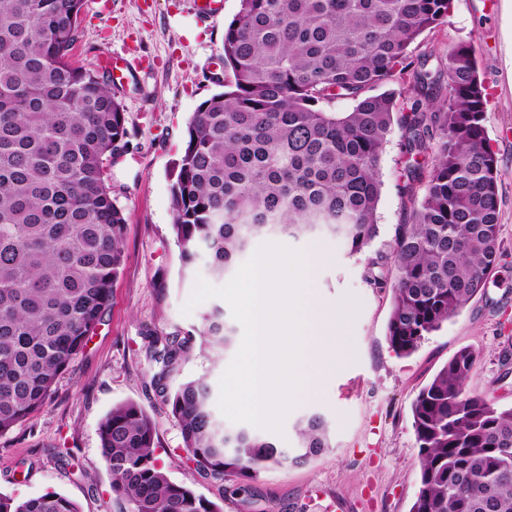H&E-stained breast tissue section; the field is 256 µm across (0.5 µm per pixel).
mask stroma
<instances>
[{"mask_svg":"<svg viewBox=\"0 0 512 512\" xmlns=\"http://www.w3.org/2000/svg\"><path fill=\"white\" fill-rule=\"evenodd\" d=\"M239 8L240 0H224L218 19L204 24L188 0H86L72 63L94 70L99 57L110 53L142 63L120 94L132 147L112 162V183L127 219L124 264L103 323L53 395L32 420L0 436L2 494L25 500L52 488L83 512H128L112 492L98 428L113 405L134 401L157 424L155 457L169 478L224 512H409L420 476L410 406L448 358L465 347L475 351L466 391L512 407V373L504 367L505 357H512V0H453L446 22L423 32L409 54L429 56L435 67L462 44L478 62L488 93L487 140L498 159L502 251L485 289L417 351L401 357L386 338L393 293L366 285L365 255L350 254L334 237H280L279 245L324 254L308 290L336 304L354 297L361 307L343 330L349 347L343 366L323 380L321 392H304L282 432L264 436L295 449L298 421L317 412L327 421L332 447L306 465H274L246 481L213 479L187 461L180 427L152 385L163 368L152 345L172 335L190 337L188 354L171 372L173 386L199 377L218 386L234 356L230 349L203 347L195 333L218 299L182 312L197 278L210 273L202 258L193 273L183 269L172 230V185L189 120L220 90L224 30ZM407 163L401 132L392 129L382 152L380 234L372 250L388 249L395 225L410 221V203L400 189Z\"/></svg>","mask_w":512,"mask_h":512,"instance_id":"35a3bbf8","label":"stroma"}]
</instances>
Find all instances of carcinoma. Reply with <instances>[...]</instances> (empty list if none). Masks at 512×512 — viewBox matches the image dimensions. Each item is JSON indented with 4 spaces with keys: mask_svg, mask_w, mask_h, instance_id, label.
<instances>
[{
    "mask_svg": "<svg viewBox=\"0 0 512 512\" xmlns=\"http://www.w3.org/2000/svg\"><path fill=\"white\" fill-rule=\"evenodd\" d=\"M452 0H240L224 30L225 90L191 117L172 186L173 232L192 270L200 255L223 278L263 237L335 229L353 254L379 233L380 156L393 125L405 154L403 193L425 186L392 252L368 257L365 282L392 288L390 347L414 353L485 288L500 257L498 160L486 136V90L469 47L446 69L409 59L445 22ZM85 0H0V436L29 420L104 321L124 261L126 218L112 159L129 145L119 86L69 62ZM404 72L411 96L376 92ZM337 99L349 112L327 109ZM394 281H389L390 269ZM234 329L216 307L200 336L227 348ZM188 339H165L152 384L180 426L193 464L216 480H250L270 464L301 466L330 447L320 414L296 427L302 453L244 429L224 431L204 379L171 389L167 368ZM477 355L457 350L411 403L420 458L410 512H512V407L464 384ZM112 491L131 512H223L170 480L155 457V420L137 403L102 419ZM0 512H82L48 489Z\"/></svg>",
    "mask_w": 512,
    "mask_h": 512,
    "instance_id": "cac0c4a2",
    "label": "carcinoma"
}]
</instances>
